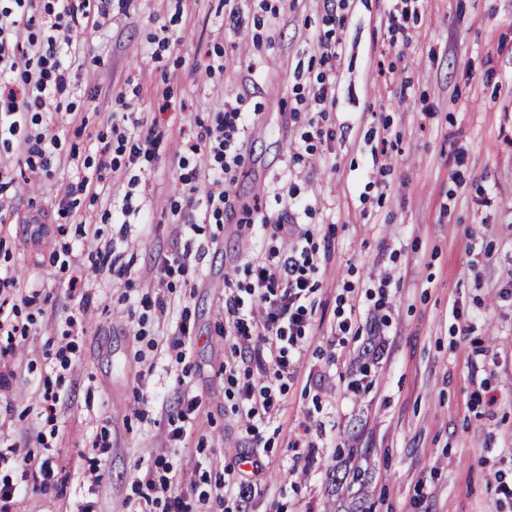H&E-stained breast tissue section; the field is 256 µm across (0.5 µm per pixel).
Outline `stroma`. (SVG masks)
<instances>
[{
    "instance_id": "stroma-1",
    "label": "stroma",
    "mask_w": 512,
    "mask_h": 512,
    "mask_svg": "<svg viewBox=\"0 0 512 512\" xmlns=\"http://www.w3.org/2000/svg\"><path fill=\"white\" fill-rule=\"evenodd\" d=\"M397 6L112 0L106 24L73 43L69 100L83 123L56 117L61 147L40 189L20 182L22 161L0 145V172L16 180L12 207L0 211V276L40 285L28 335L0 336V365H21L0 391V453L16 445L32 468L48 457L67 465L55 488L26 491L15 512H129L138 478L163 451L195 482L194 512L234 507V491L220 485L239 480L251 437L223 369L224 278L242 273L254 242L248 210L278 217L292 189L312 207L295 222L333 249L319 259L294 376L260 426L262 469L244 512H330L336 448L353 436L369 451L370 512H512L492 489L512 485V0H408L403 35L389 21ZM162 31L165 46L153 40ZM325 35L342 52L320 108L310 99ZM216 54L224 70L210 78L200 66ZM230 107L255 115L230 185L233 210L195 236V280L152 279L177 243L170 201L188 185L207 188L205 160L184 158L182 142ZM116 113L154 127L155 156L121 167L59 234L55 191L84 174ZM315 125L321 135L304 143ZM129 191L143 209L122 237L100 217ZM96 223L98 247L114 245L140 279L89 282L82 316L49 257L64 242L87 258L82 227ZM159 297L168 315L144 304ZM184 312L193 340L180 360L162 338ZM345 319L342 344L334 331ZM70 332L78 351L64 368L55 352ZM371 335L378 363L358 395L349 382ZM47 386L59 396L51 414L37 399ZM190 397L200 406L177 447L169 420ZM299 437L304 447H294Z\"/></svg>"
}]
</instances>
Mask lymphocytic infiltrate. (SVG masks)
<instances>
[{
	"label": "lymphocytic infiltrate",
	"mask_w": 512,
	"mask_h": 512,
	"mask_svg": "<svg viewBox=\"0 0 512 512\" xmlns=\"http://www.w3.org/2000/svg\"><path fill=\"white\" fill-rule=\"evenodd\" d=\"M111 0H0V143L21 156L30 179L48 176L61 145L52 120L63 112L70 87V72L62 56L74 36L84 33L91 18L108 17ZM247 113L234 107L214 124H198L184 141L185 153L205 156L206 191L190 186L181 200L171 201L172 215L195 211L205 220H221L231 206L225 178L241 166L237 146ZM95 167L77 180L61 185L55 197L57 213L68 217L80 198L97 199L103 172L118 171L155 154L152 129L125 131L111 125L99 134ZM278 247L263 259L246 261L245 280L225 278L224 333L234 339L224 371L244 369L240 403L235 412L246 422L245 431L257 434V417L278 405L276 394L291 377L290 354L311 324V297L319 269L317 245L308 232L295 225H275ZM17 277L0 279V335H27L19 321V305H31L35 296ZM176 474L166 454H157L149 469L147 488L160 494L165 512H186L182 495L173 487Z\"/></svg>",
	"instance_id": "1"
}]
</instances>
